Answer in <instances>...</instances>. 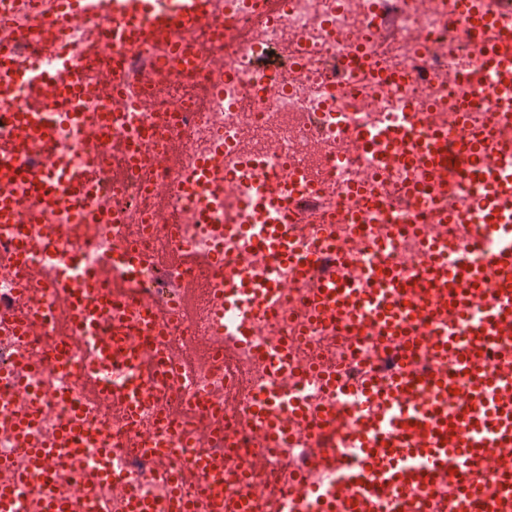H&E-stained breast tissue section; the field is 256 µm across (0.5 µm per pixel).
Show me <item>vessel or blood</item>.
<instances>
[{"mask_svg":"<svg viewBox=\"0 0 512 512\" xmlns=\"http://www.w3.org/2000/svg\"><path fill=\"white\" fill-rule=\"evenodd\" d=\"M472 0H458L463 27L481 41L484 50L473 75L478 88L489 90L499 116H512V20L498 10L474 9ZM110 17L105 36L91 34L76 49L60 52L59 42L70 29ZM219 31L225 43L236 38V22L224 14L223 0H0V124L8 130L0 141V224L21 228L0 262L18 273L22 291L39 285L32 254H40L62 275L53 283L55 305H35L18 322L20 335L40 333L45 317H53L57 335L46 338L39 355L25 358L14 379L30 372L64 374L89 383L102 399L133 414L148 397L139 373L151 355L144 348L141 328L161 329L187 316L186 304L196 282L178 283L175 308L152 302L138 306L133 321L108 329L101 321L113 302L104 281L109 271H72L71 258L59 255L57 217L81 215L83 202L98 193L106 176L105 152L97 138L106 129L105 104L134 106L144 111L142 83H162L181 77L196 63L200 29ZM40 39L44 57L55 60L20 65L11 48L28 35ZM112 43L118 59L111 69L83 78L85 60L101 55ZM25 97L15 101L16 88ZM81 128L85 165L73 171L56 151L59 119ZM346 137L359 148L379 155L383 163L412 166L426 173L418 185L402 187L404 196L433 208L439 198L473 190L470 206L444 212L447 224L466 226L471 247L485 249L480 262L467 264L447 239L431 242L428 259L415 272L402 273L388 261L387 244L365 254L343 246L329 251L303 250L302 235H321L320 219L310 208L312 197L299 185V176L270 180L256 171L246 198L252 211L245 226L249 250L271 252L277 262L316 274L309 289L310 310L333 322L340 336L382 335L403 360L427 353L423 374L403 370L392 379L369 376L351 388L330 369L325 385L330 393L316 419L317 435L330 443L314 449V466L342 458L345 447L356 450L345 478L328 491L307 479L289 478L277 489L284 500L317 501L318 512H512V151L502 149L497 121L476 135L459 136L430 123L427 113L407 105L401 118L379 128L348 123ZM132 174L146 176L149 162L135 159L134 146L123 137L112 140ZM224 162L207 161L191 175L188 189L194 212L210 221V201L224 197ZM24 186L26 200L14 189ZM186 249L174 244L168 252L149 258L134 249H116L115 266L128 271L153 262L167 269L180 265ZM249 259L217 257L211 267L224 281L225 295L247 292L248 301L233 314L239 328L268 314L279 283L254 282ZM80 336L95 351L94 359L78 364L61 353L71 336ZM28 406L15 408L7 428L13 439L9 456L0 458V512H18L21 491L39 486L34 512H89L97 505L100 483L113 480L107 429L84 422L69 410L70 398L58 393L65 420L47 438L30 436L33 402L40 390L25 391ZM166 419L173 429L170 444L153 448L147 433L132 435L128 447L152 450L169 465L173 487L163 500L132 495L126 512H224V489L238 488V512H254L247 491L253 477L247 470L225 469L206 454L186 453L195 438L175 413ZM299 405L272 411L265 396L251 404L250 421L260 448L278 447L301 429ZM25 461L15 469L13 457ZM73 470L71 490L60 488L53 468ZM199 476L206 482L201 500L184 501L180 484Z\"/></svg>","mask_w":512,"mask_h":512,"instance_id":"b4317fda","label":"vessel or blood"}]
</instances>
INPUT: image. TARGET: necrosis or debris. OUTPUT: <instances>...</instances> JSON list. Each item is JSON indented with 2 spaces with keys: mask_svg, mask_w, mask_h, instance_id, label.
<instances>
[{
  "mask_svg": "<svg viewBox=\"0 0 512 512\" xmlns=\"http://www.w3.org/2000/svg\"><path fill=\"white\" fill-rule=\"evenodd\" d=\"M224 13L242 25L246 38L231 46L213 37L198 75L211 73L218 58L224 78L215 82L202 104H194L192 90L179 81L158 92L148 86L143 89L154 111L175 109L188 116L180 130L188 148L180 158L179 172L153 167L152 181L146 184L122 176L121 159L108 158L114 173L112 186L88 200L89 220L77 230L65 222L58 226L62 247L90 269L110 264L122 244L153 254L168 251L178 240L198 258V265L183 266L177 274L194 276L203 286L191 321L169 326L155 343L160 353L171 349L181 353L186 369L183 382L161 371L154 373L151 393L132 419L118 409L102 414L74 379L31 373L23 384L11 382L10 372L40 349L41 339L16 334L15 322L28 312L30 299L19 292L16 273L0 268V454L9 453L12 446L11 435L1 424L4 409L21 403L23 387L43 392L36 435H49L59 425L62 411L53 395L64 388L86 421L108 422L116 443L138 429L150 430L156 443L169 441L172 430L163 421L161 409L179 391L191 401H207L224 409L219 432L196 441L195 452L222 456L233 469L255 468L259 480L268 483L287 480L292 473L303 474L323 489L343 480L339 469L311 467L309 451L319 445L315 435L288 437L264 453L241 428L244 408L259 394L288 396L308 416L328 400L320 385L285 380L258 357L261 351L284 345L296 365L321 360L344 363L347 380L358 385L371 371L383 378L391 375L397 355L377 336L337 338L330 325L308 321L305 311L297 307L306 296L299 274L259 253L251 258L253 276L277 279L287 287L276 311L252 323L249 335H237L231 321L222 317L224 284L212 276L208 263L213 255L233 258L244 250V240L225 234L224 224L245 220L242 189L250 169L259 167L272 176L294 170L307 178L314 207L326 216L325 242L350 244L367 253L384 238L392 241L393 258L403 271L418 269L426 261L422 235L395 234V225L417 221L426 234L448 232L447 225L431 223L429 215H414L413 203L398 195L402 184L420 182L421 173L400 166L378 170L366 152L346 147L337 124L344 117L367 126L392 122L398 119L402 104L410 103L431 108L430 119L437 126L453 128L462 120L471 130H480L492 113L489 95L475 90L470 79L481 47L465 32L456 0H280L279 10L260 25L252 19V0H224ZM372 16L378 20L373 27L368 24ZM355 50L365 53L366 68L344 69V59ZM468 93L477 102L475 111H445V104ZM217 152L232 179L215 207V223L202 224L192 212L182 178ZM357 181L365 184L368 197L387 203L364 228L355 224L354 204L346 198L349 184ZM153 184L168 191L169 220L177 228L176 238L153 233L148 227ZM116 198L132 215L128 223L107 221ZM172 278L148 265L128 278L114 274V281L125 285L114 307L116 317L152 299L174 303ZM216 337L224 341L223 359L195 361L192 353L197 345ZM112 463L121 469L131 491L156 499L168 496L166 466L123 451L116 453Z\"/></svg>",
  "mask_w": 512,
  "mask_h": 512,
  "instance_id": "4bbe7bcc",
  "label": "necrosis or debris"
}]
</instances>
